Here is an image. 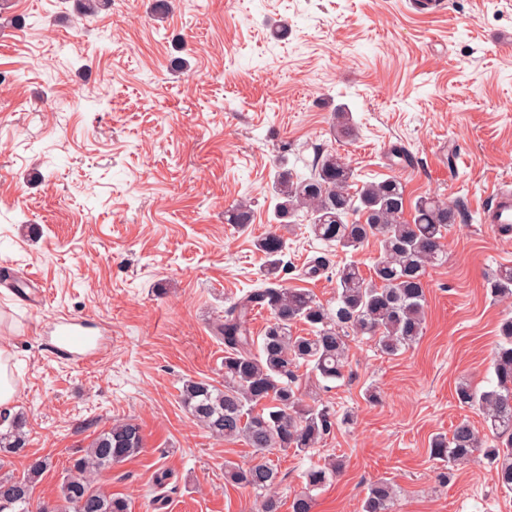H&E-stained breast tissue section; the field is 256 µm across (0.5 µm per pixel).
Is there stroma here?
<instances>
[{"instance_id": "obj_1", "label": "stroma", "mask_w": 512, "mask_h": 512, "mask_svg": "<svg viewBox=\"0 0 512 512\" xmlns=\"http://www.w3.org/2000/svg\"><path fill=\"white\" fill-rule=\"evenodd\" d=\"M12 3L30 24L0 27V348L17 388L7 409L27 420L9 468L54 463L34 501L56 502L70 461L129 419L144 447L113 465L104 492L133 512H260L256 493L224 479L226 463H254L252 448L210 436L181 390L224 383L215 326L267 263L255 240L273 226L275 159L302 174L320 149L357 182L397 175L408 203L434 196L466 217L425 278L416 344L390 357L351 340L348 376L329 389L300 370L305 400L338 420L305 454L272 451L280 512L328 458L344 469L316 490L315 512H360L377 481L395 489L396 512H512L488 460L451 471L429 455L460 419L484 428L455 390L491 387L512 313V298L488 292L512 268V241L481 221L490 192L512 183V0H443L437 14L414 0H174L163 20L150 0H116L86 22L73 0ZM339 108L355 136L335 137ZM241 199L254 215L244 228L224 221ZM282 234L284 284L324 304L338 267L381 249L374 237L353 254L328 249L304 224ZM318 256L328 269L307 276ZM64 316L100 338L95 359L51 353Z\"/></svg>"}]
</instances>
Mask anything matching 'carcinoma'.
I'll list each match as a JSON object with an SVG mask.
<instances>
[{
  "instance_id": "1",
  "label": "carcinoma",
  "mask_w": 512,
  "mask_h": 512,
  "mask_svg": "<svg viewBox=\"0 0 512 512\" xmlns=\"http://www.w3.org/2000/svg\"><path fill=\"white\" fill-rule=\"evenodd\" d=\"M79 13L95 17L112 8V0H77ZM334 128L343 137L355 135L349 114H335ZM272 185L273 221L279 225L303 213L309 217L314 238L346 252L357 251L376 237L382 250L363 275L352 261L336 270L334 305L325 306L306 290L287 288L279 277L284 269V236L272 230L256 240L268 258L260 285L224 309L217 333L224 340V385L189 380L182 389L183 404L211 435L243 440L259 461L246 467L227 465L225 480L252 489L263 497L261 512H279V500L268 494L278 482L279 471L266 453L273 449L305 454L317 447L336 424L327 405L307 403L298 387V370L311 369L325 382L344 378L350 338L367 337L388 356L410 348L423 334L425 277L428 269L446 262L444 233L457 222L456 206L430 197L414 204L413 220L404 217L405 185L391 176L364 182L356 189L354 170L332 152L316 151L306 165L309 173L297 174L283 160L276 164ZM252 210L245 203L224 211V223L246 226ZM498 299L512 297V268H504L488 282ZM257 308L271 318L252 350L250 316ZM298 323L304 335L293 334ZM495 384L478 390L468 384L456 388L460 405L482 412L491 436L480 437L466 418L450 435L432 440L431 456L450 466L476 459V453L496 464L500 488L512 492V315H503L498 326L494 359ZM8 428L0 432V470L5 458L26 447L23 417H4ZM144 437L138 424L123 421L100 433L73 459L60 488L61 503L44 505L38 512H130L127 499L105 493L99 481L112 465L141 451ZM52 466L49 458L31 460L21 477L0 473V512H33V493L39 478ZM336 459L305 470L307 491L293 498L290 512H314L312 491L323 487L339 472ZM391 486L376 482L362 502L361 512H393Z\"/></svg>"
}]
</instances>
